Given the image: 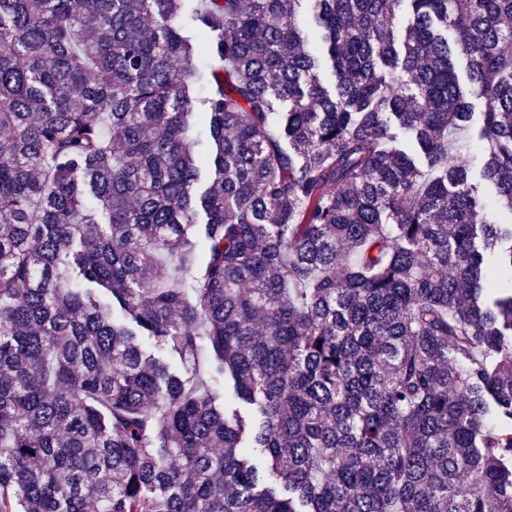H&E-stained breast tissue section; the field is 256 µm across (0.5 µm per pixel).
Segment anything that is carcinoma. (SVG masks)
Segmentation results:
<instances>
[{
    "label": "carcinoma",
    "instance_id": "obj_1",
    "mask_svg": "<svg viewBox=\"0 0 512 512\" xmlns=\"http://www.w3.org/2000/svg\"><path fill=\"white\" fill-rule=\"evenodd\" d=\"M185 2L0 0V512H512V0ZM470 160V175L475 183H480L484 188L485 212L496 222H506L509 220V213L506 209L497 204L495 189L483 180L481 165L479 160L472 154Z\"/></svg>",
    "mask_w": 512,
    "mask_h": 512
}]
</instances>
